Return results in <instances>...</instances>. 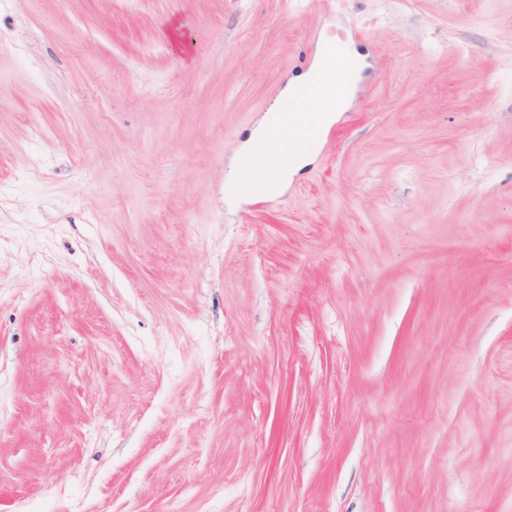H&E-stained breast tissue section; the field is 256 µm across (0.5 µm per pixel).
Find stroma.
<instances>
[{"mask_svg": "<svg viewBox=\"0 0 512 512\" xmlns=\"http://www.w3.org/2000/svg\"><path fill=\"white\" fill-rule=\"evenodd\" d=\"M0 512H512V0H0ZM332 46H325L322 49L321 57L317 67L302 75H298L288 82L284 97L277 109L267 113L260 122L254 134L250 137L247 145L235 160V166L242 176L244 173L257 171L264 177L263 183L268 193H277L288 182V176L298 171L311 155L316 151L317 144L312 149H307L296 155L294 160L285 165L282 159L283 142L295 133V122L279 124L278 133L272 135L271 128L279 122L278 112L282 107L288 108L289 101H299V104L292 109V112H303L302 121L299 125L300 135L306 139H316L326 136H336V127L328 128L323 123L322 112H309L316 107V103L309 101L320 95L323 86V76L311 87L308 97L302 91L310 84L315 73L323 69L326 57ZM269 174V176H268ZM327 68L336 74V81L347 84L356 74V64L345 50L336 47L328 60ZM354 93V85H344L338 88L333 96H326L323 102L327 105L326 112H339L347 107Z\"/></svg>", "mask_w": 512, "mask_h": 512, "instance_id": "stroma-1", "label": "stroma"}]
</instances>
